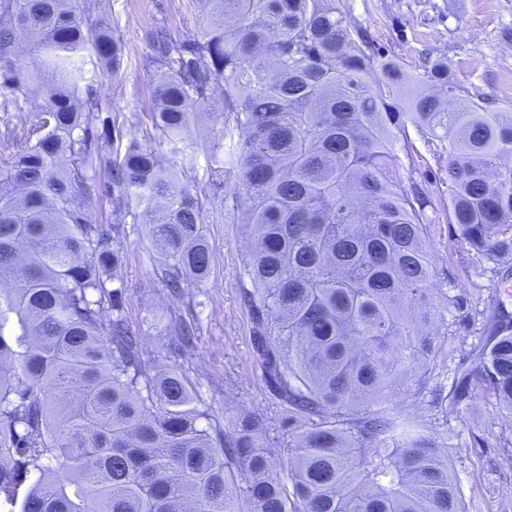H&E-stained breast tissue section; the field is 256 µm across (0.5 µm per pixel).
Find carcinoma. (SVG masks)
<instances>
[{"label": "carcinoma", "instance_id": "cac0c4a2", "mask_svg": "<svg viewBox=\"0 0 512 512\" xmlns=\"http://www.w3.org/2000/svg\"><path fill=\"white\" fill-rule=\"evenodd\" d=\"M193 38L151 35L165 166L136 141L112 157V108L94 76L122 60L88 0H0V512H466L447 438L391 404L446 357L434 326L429 226L454 250L512 256V105L461 94L435 60L412 78L376 54L336 0H192ZM211 112L210 166L234 174L224 213L246 223L240 272L253 349L287 436L253 412L224 427L160 364L196 327L170 321L143 348L123 305L119 243L93 198L146 224L157 274H210L189 129ZM447 177L403 183L410 131ZM135 209H129L130 204ZM482 316L481 342L435 407L487 395L512 414V314L440 291Z\"/></svg>", "mask_w": 512, "mask_h": 512}]
</instances>
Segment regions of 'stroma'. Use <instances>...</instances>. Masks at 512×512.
Instances as JSON below:
<instances>
[{"label": "stroma", "mask_w": 512, "mask_h": 512, "mask_svg": "<svg viewBox=\"0 0 512 512\" xmlns=\"http://www.w3.org/2000/svg\"><path fill=\"white\" fill-rule=\"evenodd\" d=\"M190 0H92L91 9L108 14L122 45V64L109 77L97 76L98 92L110 99L112 117L121 131L116 148L129 141L151 147L163 164L172 159L148 118L153 109L157 65L149 36L165 28L172 36H196L198 25ZM352 25L364 30L382 53L400 60L410 75H418L426 57L441 58L457 84L496 102L512 103V91L502 89L512 80V0H340ZM203 205L212 270L207 280L185 284L183 299L167 288L143 256L150 250L142 224H114L109 207L93 202L89 215L105 233L116 234L127 255L118 275L126 287L124 305L131 328L148 350L165 340L170 316L197 324L192 346L172 356L169 366L180 370L207 406L214 421L243 410L258 414L269 433L279 430V412L252 350L251 320L241 298L239 272L245 253L240 221L225 216L213 199L215 184L232 187V175L210 171L199 156L190 174ZM434 240L435 283L463 298L480 292L482 307L505 304L512 296L501 290L503 276L494 263L466 255L450 259L449 224L429 228ZM195 296L188 304L187 296ZM449 333L443 341L447 364L456 369L468 359L481 334V320L458 312L446 313ZM416 380H408L391 396L392 404L411 411L419 421L448 435V467L456 476L467 512H512V418L502 417L492 399L477 397L457 408L431 409L417 394Z\"/></svg>", "instance_id": "35a3bbf8"}]
</instances>
